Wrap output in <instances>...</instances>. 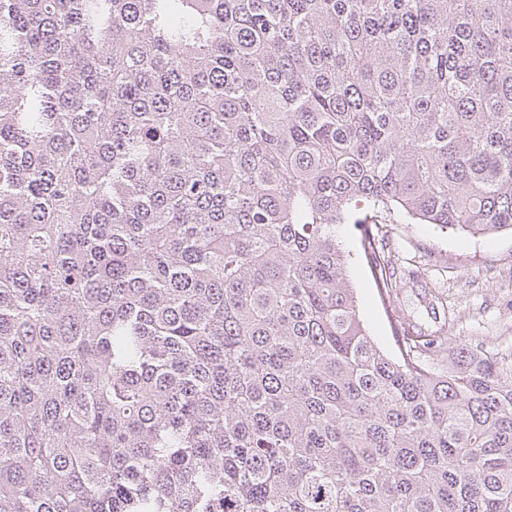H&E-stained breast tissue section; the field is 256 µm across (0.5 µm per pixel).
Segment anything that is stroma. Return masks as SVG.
I'll use <instances>...</instances> for the list:
<instances>
[{"label":"stroma","instance_id":"stroma-1","mask_svg":"<svg viewBox=\"0 0 512 512\" xmlns=\"http://www.w3.org/2000/svg\"><path fill=\"white\" fill-rule=\"evenodd\" d=\"M361 232L354 224L341 229L343 247L351 255L349 278L367 332L390 352L394 342L386 309L366 262L358 255ZM381 245L395 252L399 271L415 272L404 301L423 328H436L429 305L436 291L453 312L448 323L451 338L512 353V235L474 237L434 224H411L395 214Z\"/></svg>","mask_w":512,"mask_h":512}]
</instances>
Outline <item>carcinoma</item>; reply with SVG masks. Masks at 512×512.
I'll list each match as a JSON object with an SVG mask.
<instances>
[{"label":"carcinoma","instance_id":"1","mask_svg":"<svg viewBox=\"0 0 512 512\" xmlns=\"http://www.w3.org/2000/svg\"><path fill=\"white\" fill-rule=\"evenodd\" d=\"M395 211L512 233V0H0V512H512ZM340 230L343 247L351 256L349 278L355 288L359 315L367 332L373 337L378 346L392 354L394 342L385 306L378 296L366 262L358 254V243L363 229L355 224H344Z\"/></svg>","mask_w":512,"mask_h":512}]
</instances>
